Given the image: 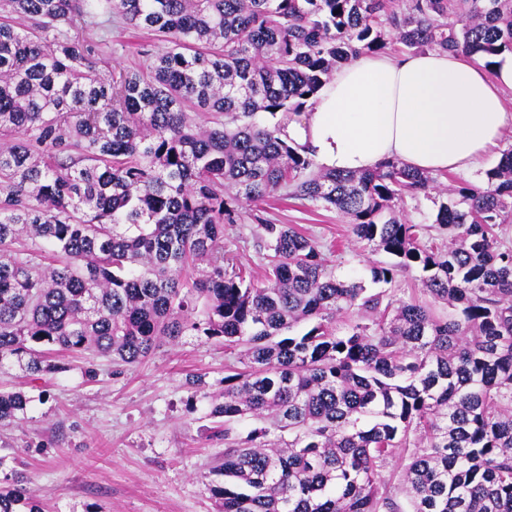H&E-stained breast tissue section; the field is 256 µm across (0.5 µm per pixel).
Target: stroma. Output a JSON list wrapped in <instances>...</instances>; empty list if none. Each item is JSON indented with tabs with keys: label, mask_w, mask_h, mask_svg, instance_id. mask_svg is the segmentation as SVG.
I'll use <instances>...</instances> for the list:
<instances>
[{
	"label": "stroma",
	"mask_w": 512,
	"mask_h": 512,
	"mask_svg": "<svg viewBox=\"0 0 512 512\" xmlns=\"http://www.w3.org/2000/svg\"><path fill=\"white\" fill-rule=\"evenodd\" d=\"M101 46L109 69L143 68L160 44L143 30L106 23ZM512 146V125L499 148L472 172L439 173L429 190L407 197L403 222L420 224L424 237L436 236L434 220L446 189L467 182L483 185L505 148ZM264 218L293 225L314 239L338 273L366 275L370 265L388 261L385 252L356 239L348 218L295 197L274 195ZM262 228L252 219L224 228V254L262 276L258 248ZM65 371L27 377L17 362L0 366V389L31 397L28 417L0 425V471L16 461L48 512H214L212 472L224 443L207 438L209 403L188 380L204 375L211 391L239 368L237 350L219 339L185 336L164 343L143 363L128 367L110 359L60 355Z\"/></svg>",
	"instance_id": "1"
}]
</instances>
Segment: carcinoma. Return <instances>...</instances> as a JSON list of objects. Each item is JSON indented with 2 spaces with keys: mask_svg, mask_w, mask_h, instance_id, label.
<instances>
[{
  "mask_svg": "<svg viewBox=\"0 0 512 512\" xmlns=\"http://www.w3.org/2000/svg\"><path fill=\"white\" fill-rule=\"evenodd\" d=\"M388 4L0 0V362L39 379L56 351L135 367L164 338L240 349L218 394L189 378L224 423L217 512H512V146L484 186L448 190L436 243L396 215L431 176L322 170L284 136L384 23L408 51L512 52V0ZM98 16L166 47L105 77ZM280 190L390 255L369 266L382 288L259 216L264 280L225 257L224 225ZM412 270L424 304L388 288ZM30 402L0 392V422ZM0 512L46 509L16 474Z\"/></svg>",
  "mask_w": 512,
  "mask_h": 512,
  "instance_id": "cac0c4a2",
  "label": "carcinoma"
}]
</instances>
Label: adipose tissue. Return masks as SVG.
Listing matches in <instances>:
<instances>
[{
    "mask_svg": "<svg viewBox=\"0 0 512 512\" xmlns=\"http://www.w3.org/2000/svg\"><path fill=\"white\" fill-rule=\"evenodd\" d=\"M506 88L512 55L488 67L461 51L365 53L336 70L287 133L329 170L361 172L396 159L425 173L467 172L512 121Z\"/></svg>",
    "mask_w": 512,
    "mask_h": 512,
    "instance_id": "adipose-tissue-1",
    "label": "adipose tissue"
}]
</instances>
